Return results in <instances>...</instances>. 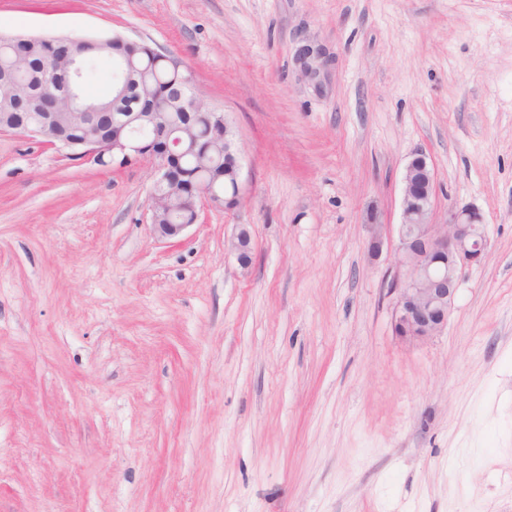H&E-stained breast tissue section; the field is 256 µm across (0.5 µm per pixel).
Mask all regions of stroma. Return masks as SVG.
Here are the masks:
<instances>
[{
  "label": "stroma",
  "instance_id": "obj_1",
  "mask_svg": "<svg viewBox=\"0 0 512 512\" xmlns=\"http://www.w3.org/2000/svg\"><path fill=\"white\" fill-rule=\"evenodd\" d=\"M0 31L163 49L244 160L161 241L150 165L0 132V512H512V0H0ZM416 150L489 246L408 343ZM295 61L303 77L310 83L319 85L328 65V60L310 44H301L295 52ZM238 226V232L228 241V247L236 255L239 265L248 268L252 262L253 242L247 225Z\"/></svg>",
  "mask_w": 512,
  "mask_h": 512
}]
</instances>
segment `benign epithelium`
Returning <instances> with one entry per match:
<instances>
[{
	"label": "benign epithelium",
	"instance_id": "benign-epithelium-1",
	"mask_svg": "<svg viewBox=\"0 0 512 512\" xmlns=\"http://www.w3.org/2000/svg\"><path fill=\"white\" fill-rule=\"evenodd\" d=\"M70 49L63 60H49L32 71V53L14 56L0 72V110L4 111L5 129L22 137L37 138L64 150L70 157L122 167L133 162H147L155 167L156 181L149 196L151 227L160 240L182 236L196 224L197 200L204 198L226 210L237 208L243 198L242 157L236 135L226 115L217 118L210 147L224 159V189L217 181H202L196 187L182 183L170 158L177 149L196 138L190 124L180 126L174 136L160 140L140 137L138 129H156L166 124L163 112H132L112 115L111 133H99L100 112L79 104L83 79V58L100 40L56 36ZM31 36L27 42L41 45L52 40ZM170 64L184 75L183 84L172 89L171 97L186 111L205 108L192 90L189 67L180 59L169 57ZM295 61L303 77L318 85L328 65L321 52L301 44ZM133 83V73L124 69L113 83L112 108H117ZM436 198L435 169L426 153L416 150L407 162L401 188V221L398 224L396 272L388 282L395 295L392 329L406 342H423L439 335L448 323L451 302L462 271L481 262L488 248L486 225L469 206L448 211V220L431 222ZM243 268L252 262L253 242L247 225L228 241Z\"/></svg>",
	"mask_w": 512,
	"mask_h": 512
}]
</instances>
